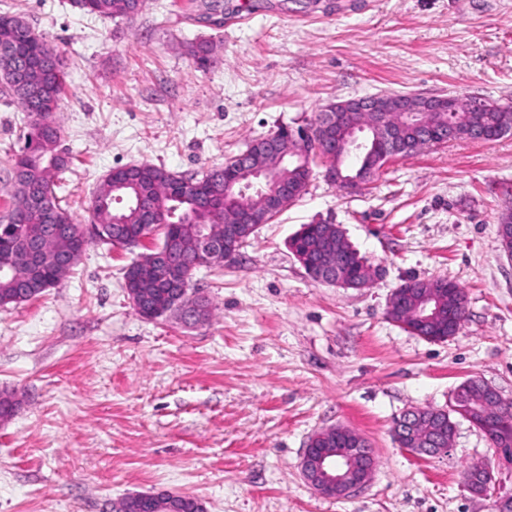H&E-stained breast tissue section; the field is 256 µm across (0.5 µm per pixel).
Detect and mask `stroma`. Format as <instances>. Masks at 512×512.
<instances>
[{
  "instance_id": "obj_1",
  "label": "stroma",
  "mask_w": 512,
  "mask_h": 512,
  "mask_svg": "<svg viewBox=\"0 0 512 512\" xmlns=\"http://www.w3.org/2000/svg\"><path fill=\"white\" fill-rule=\"evenodd\" d=\"M145 0L129 18L74 0H0L63 62L55 114L71 162L58 196L75 222L113 168L190 177L255 139L314 123L328 103L370 95L482 97L512 106V0ZM209 43L206 63L187 43ZM27 117L0 95V212ZM315 163L305 194L259 226L232 262L199 268L210 317L151 321L124 288L133 251L92 241L56 287L0 308V512H114L127 495L173 491L205 512H496L512 463L457 419L447 454L419 457L392 422L448 408L476 377L512 401V261L498 224L512 211V133L457 140L389 162L341 190ZM305 224L341 227L369 287L312 280L288 242ZM445 278L468 298L442 342L386 315L411 279ZM345 426L368 440L370 483L319 494L301 461L311 437ZM495 483L465 486V466ZM472 466H469L464 473V479L466 480L467 477L471 476L473 474V470L475 467L471 468ZM493 482V474L490 467H482L477 466L475 469L474 477L469 480L468 484L466 485L467 488L475 494L478 495H484L487 494V492L490 490L491 484Z\"/></svg>"
}]
</instances>
